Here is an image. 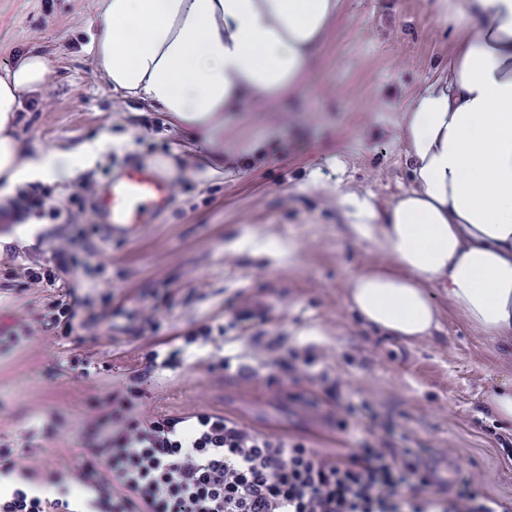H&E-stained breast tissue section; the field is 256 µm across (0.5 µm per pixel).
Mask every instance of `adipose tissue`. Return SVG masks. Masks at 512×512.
Masks as SVG:
<instances>
[{"label": "adipose tissue", "mask_w": 512, "mask_h": 512, "mask_svg": "<svg viewBox=\"0 0 512 512\" xmlns=\"http://www.w3.org/2000/svg\"><path fill=\"white\" fill-rule=\"evenodd\" d=\"M84 46L114 92L168 113L190 141L222 149L224 114L255 93L298 85L343 0H95ZM447 69L401 114L412 188L386 215L340 191L351 232L393 265L349 281L348 301L376 330L405 341L440 330L430 291L512 358V0H458ZM52 60L32 48L0 68V193L64 182L76 152L23 151L19 112L44 88Z\"/></svg>", "instance_id": "1"}]
</instances>
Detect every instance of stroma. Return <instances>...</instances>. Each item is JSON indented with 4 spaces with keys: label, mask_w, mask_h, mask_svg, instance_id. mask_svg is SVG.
I'll use <instances>...</instances> for the list:
<instances>
[{
    "label": "stroma",
    "mask_w": 512,
    "mask_h": 512,
    "mask_svg": "<svg viewBox=\"0 0 512 512\" xmlns=\"http://www.w3.org/2000/svg\"><path fill=\"white\" fill-rule=\"evenodd\" d=\"M433 0H344L320 52L288 95L256 93L224 115V153L211 158L167 113L112 91L84 51L93 0H0V67L16 52L53 56L41 99L18 120L25 147L58 152L101 140L93 162H168L175 200L134 240L78 236L75 223L0 221V333L35 320L61 290L25 283L26 264L64 248L92 253L64 286L85 297L92 322L39 331L0 351V444L63 468L90 451L83 426L100 398L142 372L167 339L222 325L229 308L259 312L241 346L242 370L268 379L259 407L290 440L347 453L366 440L410 452L418 476L405 496L444 500L448 472L475 496L512 507V426L487 405L512 364L440 296L438 336H377L346 302L351 272L391 258L352 235L337 188L385 212L409 186L400 115L447 64L455 32ZM292 245V254L281 248ZM224 336L160 368L142 386L148 410L220 411L231 373ZM358 411L346 415V404ZM66 432L42 431L52 419Z\"/></svg>",
    "instance_id": "1"
}]
</instances>
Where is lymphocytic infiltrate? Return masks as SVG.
I'll use <instances>...</instances> for the list:
<instances>
[{"label":"lymphocytic infiltrate","instance_id":"f902f5d3","mask_svg":"<svg viewBox=\"0 0 512 512\" xmlns=\"http://www.w3.org/2000/svg\"><path fill=\"white\" fill-rule=\"evenodd\" d=\"M50 198V187L27 184L0 216L58 220ZM87 262L59 251L30 262L24 277L51 287ZM142 380L97 403L84 429L91 461L21 473L11 450L0 451V512H507L496 498L472 496L464 480L445 501L398 496L418 464L391 448L325 454L217 412H147Z\"/></svg>","mask_w":512,"mask_h":512}]
</instances>
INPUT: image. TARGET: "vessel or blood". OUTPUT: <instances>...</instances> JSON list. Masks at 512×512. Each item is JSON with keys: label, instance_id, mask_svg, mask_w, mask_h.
<instances>
[{"label": "vessel or blood", "instance_id": "vessel-or-blood-1", "mask_svg": "<svg viewBox=\"0 0 512 512\" xmlns=\"http://www.w3.org/2000/svg\"><path fill=\"white\" fill-rule=\"evenodd\" d=\"M173 204V186L158 168L126 163L93 199L96 221L110 237L131 238Z\"/></svg>", "mask_w": 512, "mask_h": 512}]
</instances>
